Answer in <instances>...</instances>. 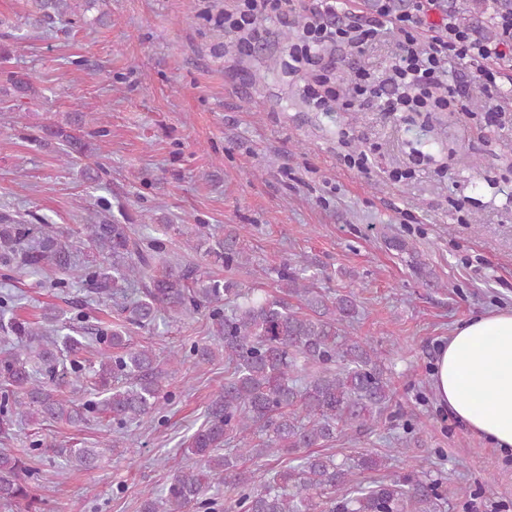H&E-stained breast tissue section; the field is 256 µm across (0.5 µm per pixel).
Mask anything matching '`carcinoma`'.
<instances>
[{
	"instance_id": "carcinoma-1",
	"label": "carcinoma",
	"mask_w": 512,
	"mask_h": 512,
	"mask_svg": "<svg viewBox=\"0 0 512 512\" xmlns=\"http://www.w3.org/2000/svg\"><path fill=\"white\" fill-rule=\"evenodd\" d=\"M97 2L27 0L39 26L86 13ZM448 9L484 39L512 19V0H450ZM6 81L5 94L15 106L37 99L29 75L10 71ZM90 123L84 112H68L62 120L46 117L30 140L53 148L72 164L93 152ZM84 230L94 246L112 251L111 266L79 265L55 232L35 236L21 223L0 224V264L56 266L86 282L98 296H124L121 312L140 327L155 324L163 313L179 316L206 309L214 342L194 345L190 355L200 362L224 360V388L185 448L195 466L177 469L165 493L144 492L141 512H209L213 501L207 493L221 484L236 491L229 512H438L436 480L395 473L364 485L356 472L387 468L384 457L370 452L338 461L321 452L338 437L371 431L393 397L383 353L367 339L346 336L345 326L358 314L352 294L330 297L319 291L306 276L309 264L301 258L279 272L282 291L272 296L213 279L198 264H172L163 257V241L155 239L145 250L128 225L106 216L95 217ZM204 237L197 230L195 237L186 239L187 247L202 248ZM204 256L226 267L248 263L246 248L232 229L224 231V240L216 246L204 249ZM293 299L298 304H292ZM64 328L62 314L54 308L36 327L13 323L16 337L37 336L40 344L31 349L18 343L0 350V443L13 438L19 418L38 426L55 420L76 425L95 413L120 425L141 423L159 414L169 399L166 383L183 363L182 353L170 352L162 365L151 349L132 347L119 329L103 336L116 352L94 369L100 399L82 402L66 394L65 386L80 381L83 367L75 360L67 365L57 355L54 334ZM33 358L40 363L37 371L30 367ZM251 435L259 438L253 446ZM39 446L82 469L92 468L107 451L105 446ZM289 455L288 465L264 476L245 467L247 461H278ZM34 474L27 458L1 447L0 505L39 512V501L30 490Z\"/></svg>"
}]
</instances>
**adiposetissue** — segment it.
Instances as JSON below:
<instances>
[{"instance_id": "obj_1", "label": "adipose tissue", "mask_w": 512, "mask_h": 512, "mask_svg": "<svg viewBox=\"0 0 512 512\" xmlns=\"http://www.w3.org/2000/svg\"><path fill=\"white\" fill-rule=\"evenodd\" d=\"M438 401L494 448L512 452V310L459 324L436 361Z\"/></svg>"}]
</instances>
